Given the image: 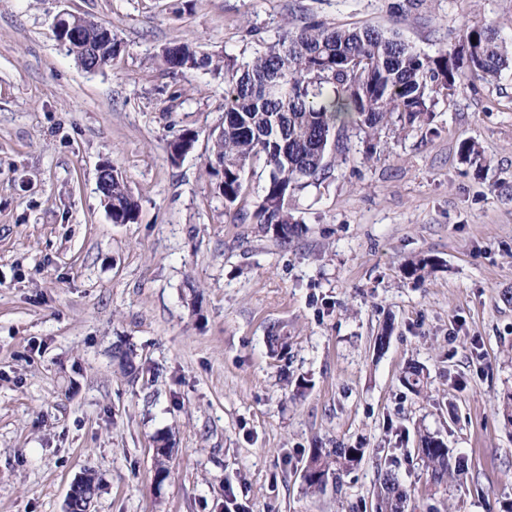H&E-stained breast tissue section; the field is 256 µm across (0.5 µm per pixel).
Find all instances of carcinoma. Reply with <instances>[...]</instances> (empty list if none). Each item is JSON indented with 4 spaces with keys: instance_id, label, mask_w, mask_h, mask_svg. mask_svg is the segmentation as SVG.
I'll use <instances>...</instances> for the list:
<instances>
[{
    "instance_id": "obj_1",
    "label": "carcinoma",
    "mask_w": 512,
    "mask_h": 512,
    "mask_svg": "<svg viewBox=\"0 0 512 512\" xmlns=\"http://www.w3.org/2000/svg\"><path fill=\"white\" fill-rule=\"evenodd\" d=\"M95 48L94 62L104 70L122 45L111 36ZM161 59L181 73L224 70V118L211 133L209 161L222 173L216 188L224 208L232 209L246 192V174L261 165L264 186L252 217L263 233L283 245L302 232L290 201L322 183L331 168L332 149L346 150L336 131L354 126L376 133L396 123L411 128L458 87L475 79L497 80L512 60V47L498 38L494 25L486 24L467 30L460 49L429 55L396 32L370 26L339 28L308 17L275 42L259 41L242 58L215 57L179 42L165 47ZM196 141L193 129L182 130L168 143L171 162L191 152ZM103 183L102 195L112 197V223L135 222L139 205L123 177L114 171ZM288 339L287 333L270 330V354L288 351ZM112 354L126 374L139 373L133 349L121 343ZM402 381L412 392L422 393L423 368L409 365ZM156 442L154 475L163 482L173 448L162 436ZM422 444V459L434 482L467 469V459L453 455L443 440L426 435ZM363 456L361 448L313 449L303 471L325 480L308 479L306 488L324 492L330 479L355 469ZM409 499L395 474H381L376 512H406Z\"/></svg>"
}]
</instances>
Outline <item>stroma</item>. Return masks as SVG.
<instances>
[{
    "label": "stroma",
    "mask_w": 512,
    "mask_h": 512,
    "mask_svg": "<svg viewBox=\"0 0 512 512\" xmlns=\"http://www.w3.org/2000/svg\"><path fill=\"white\" fill-rule=\"evenodd\" d=\"M396 3L0 0V512H65L89 471L90 512H374L388 470L407 512H512V66L439 102L427 129L342 131L346 152L299 193L303 232L283 246L251 218L263 177L247 174L236 211L216 192L223 75L159 58L179 42L239 57L312 16L431 55L483 23L512 43V0ZM62 12L111 24L110 67L86 72L57 41ZM186 128L195 148L171 163ZM105 163L138 202L134 223L108 216ZM420 258L433 269L408 277ZM411 362L426 394L401 381ZM427 434L464 474L431 483ZM161 435L175 453L157 485ZM336 447L362 462L307 492L303 462Z\"/></svg>",
    "instance_id": "35a3bbf8"
}]
</instances>
